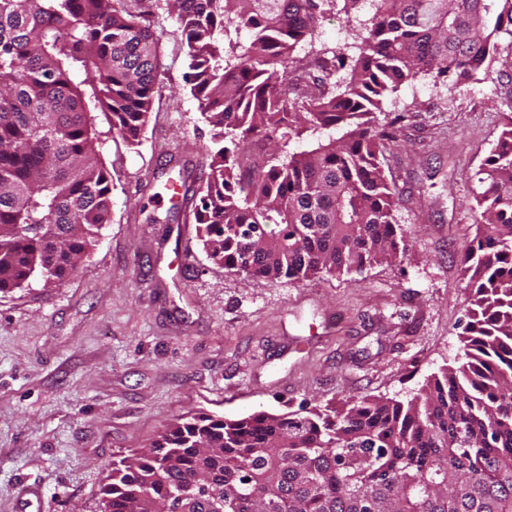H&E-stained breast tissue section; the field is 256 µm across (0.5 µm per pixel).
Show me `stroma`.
I'll list each match as a JSON object with an SVG mask.
<instances>
[{"label":"stroma","instance_id":"stroma-1","mask_svg":"<svg viewBox=\"0 0 512 512\" xmlns=\"http://www.w3.org/2000/svg\"><path fill=\"white\" fill-rule=\"evenodd\" d=\"M150 5L162 90L140 144L94 115L111 223L64 286L0 293V512H19L30 485L41 496L26 512H100L113 459L183 417L285 413L350 393L405 402L464 362L458 255L476 235V173L512 113V51L495 55L492 79L421 77L385 101L403 255L272 281L210 260L171 199V185L202 183L211 131L184 79L180 24L166 0Z\"/></svg>","mask_w":512,"mask_h":512}]
</instances>
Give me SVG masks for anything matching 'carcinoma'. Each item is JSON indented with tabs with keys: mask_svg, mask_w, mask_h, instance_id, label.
<instances>
[{
	"mask_svg": "<svg viewBox=\"0 0 512 512\" xmlns=\"http://www.w3.org/2000/svg\"><path fill=\"white\" fill-rule=\"evenodd\" d=\"M339 1L370 16L357 54L329 58L316 42ZM127 2L0 0V293L62 286L111 222L92 113L138 144L161 89L160 36ZM500 2L168 0L212 127L193 210L209 259L301 280L396 258L407 243L385 167L400 116L376 113L421 75L492 78L503 36L512 45ZM506 127L477 171L478 234L459 257L472 305L462 366L405 404L347 395L175 421L112 462L108 512H153L175 495L187 512H512V114ZM250 140L268 150L244 155Z\"/></svg>",
	"mask_w": 512,
	"mask_h": 512,
	"instance_id": "obj_1",
	"label": "carcinoma"
}]
</instances>
